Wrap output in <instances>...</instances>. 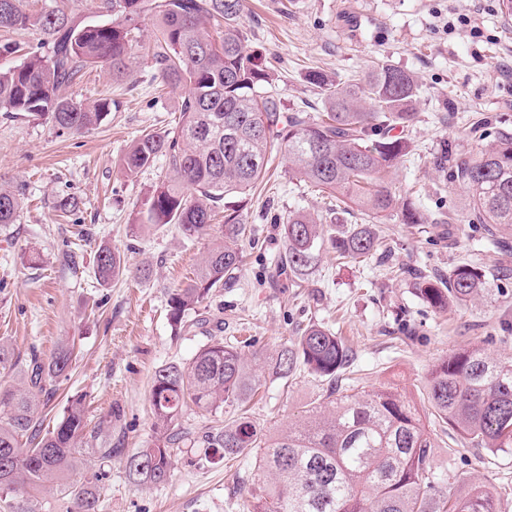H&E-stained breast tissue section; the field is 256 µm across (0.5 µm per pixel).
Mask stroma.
I'll list each match as a JSON object with an SVG mask.
<instances>
[{
    "mask_svg": "<svg viewBox=\"0 0 512 512\" xmlns=\"http://www.w3.org/2000/svg\"><path fill=\"white\" fill-rule=\"evenodd\" d=\"M242 22L247 49L261 54L273 90L291 111H321L308 80L313 71L346 81L383 59L418 76L411 153L390 180L426 218L405 224L395 213L371 221L356 209L337 212L340 224L374 222L391 259L340 264L326 245L303 278L281 274L274 263L284 252L282 216L294 209L328 215L331 199L292 178L284 158L273 160L242 202L251 229L241 244L247 262L236 284L213 292L203 310L208 319L223 321L225 336L249 340L257 355L253 374L260 389L246 404L253 420L280 431L322 396L324 382L309 373L283 380L268 369L302 328L318 323L344 337L354 353L343 386L395 388L436 432L434 466L449 478L433 483V499L480 484L499 494L501 512H512V453L465 448L438 433L426 389L432 366L451 352L477 347L512 358V234L491 246L482 225L469 221L465 189L450 182L441 163L444 147L468 156L481 139L512 128V19L504 17L500 0H246ZM156 36L153 21L142 20L128 78L113 79L111 70L97 66L69 87L77 100L114 104L107 120L87 133L63 134L44 119L0 115V190L22 200L17 222L0 225V338L23 361L49 357L61 341L75 342L79 355L44 410V422L54 424L68 398L82 394L89 426L120 411L112 445L129 450L153 440L155 370L190 359L208 336L203 328L175 333L167 300L193 277L209 238L187 241L171 224L133 228L136 211L166 169L159 161L133 179L122 171L134 139L179 119L183 91L156 76ZM477 116L485 120L481 139L471 130ZM65 196L79 205L62 218L54 204ZM103 245L117 249L126 263L125 274L106 285L94 274ZM64 248L82 267L81 279L61 270L57 257ZM32 249L40 254L35 264L22 258ZM460 263L489 270V291L481 300L439 311L419 298L413 271L444 276ZM142 265L153 266L152 278L135 277ZM123 463L120 456H82L84 471L100 479L99 512H243L240 483L257 475L253 457L230 469L188 444L174 450L173 476L161 485L135 486Z\"/></svg>",
    "mask_w": 512,
    "mask_h": 512,
    "instance_id": "35a3bbf8",
    "label": "stroma"
}]
</instances>
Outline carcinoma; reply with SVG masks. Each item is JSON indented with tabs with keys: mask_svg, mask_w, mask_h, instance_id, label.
<instances>
[{
	"mask_svg": "<svg viewBox=\"0 0 512 512\" xmlns=\"http://www.w3.org/2000/svg\"><path fill=\"white\" fill-rule=\"evenodd\" d=\"M243 0H101L111 20L75 22L62 9L32 15L23 0H0V31L35 27L46 52L26 54L18 65L0 68V112L44 117L55 127L82 134L112 111L103 101L86 106L64 93L90 65H107L112 77L131 75L133 32L150 17L158 35L152 58L161 80L184 87L178 123L135 140L123 172L135 178L165 160L169 180L137 210L136 227L174 224L182 237L211 235L212 218L224 208V225L194 277L170 293L168 318L179 332L206 323L199 311L210 292L238 278L243 262L239 241L249 232L241 208L225 198L242 196L260 182L269 158L288 159L297 180L336 198V208L356 206L378 218L396 211L398 199L386 172L410 153L421 85L414 74L375 62L350 82L312 71L322 117L289 112L282 99L265 91L272 81L259 53L245 51ZM221 28L218 35L209 27ZM449 180L467 190L465 207L473 224L512 231V130L468 157L450 159ZM21 198L0 190V224H13ZM404 224H421L412 202L402 204ZM286 250L277 267L299 277L315 264L325 241L336 257L359 263L381 248L371 224H324L304 209L283 222ZM125 271L121 255L102 246L95 274L106 284ZM486 288L485 274L460 265L448 277L418 284L422 299L443 310L465 305ZM210 335L186 363L155 371L150 390L155 439L124 458L137 486L167 482L172 451L186 442L224 465L253 453L260 471L246 489L243 512H498L495 496L482 486L465 494L429 497L435 444L409 397L392 388L342 394L336 382L353 363L351 348L319 324L306 326L269 364L287 378L297 370L328 382L323 402L301 411L288 429L268 434L238 411L256 391L242 346L224 341V326ZM75 346L61 342L47 359L32 355L24 364L0 339V371L13 383L0 386V499L11 512H35L33 493L79 471V447L101 437L88 431L83 397L72 396L52 429L43 431L39 409L72 368ZM431 414L456 431L462 444L492 453L512 451V359H495L480 349L451 354L437 362L427 380ZM207 414H235L201 434L179 426L184 407ZM74 512H99L98 478L74 486Z\"/></svg>",
	"mask_w": 512,
	"mask_h": 512,
	"instance_id": "1",
	"label": "carcinoma"
}]
</instances>
